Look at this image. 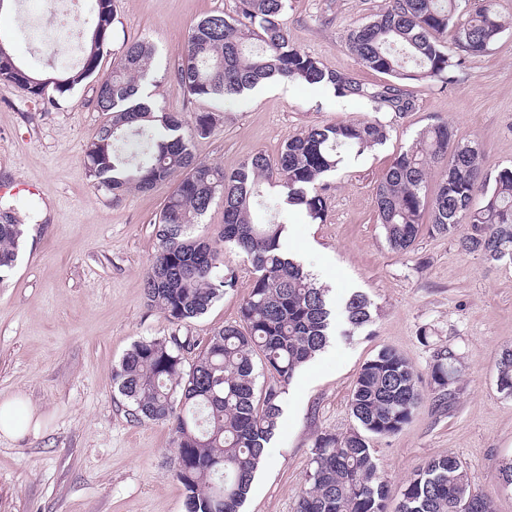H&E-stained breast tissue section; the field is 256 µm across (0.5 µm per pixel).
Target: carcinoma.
Listing matches in <instances>:
<instances>
[{"instance_id": "carcinoma-1", "label": "carcinoma", "mask_w": 512, "mask_h": 512, "mask_svg": "<svg viewBox=\"0 0 512 512\" xmlns=\"http://www.w3.org/2000/svg\"><path fill=\"white\" fill-rule=\"evenodd\" d=\"M287 0H238L236 16L210 13L188 32L174 73L189 98L235 99L275 80L330 86L338 97L367 101L375 111L402 114L413 108L399 82L454 83L461 56H481L505 25L497 0L457 21L461 0H388L375 18L352 30L350 51L369 70L395 83L367 85L329 70L297 48L284 19ZM113 0H92L91 35L76 67L50 73L19 67L0 41V83L25 89L56 104L92 77L109 52ZM454 49H448V28ZM154 56L147 41L123 44L112 71L101 77L95 104L109 116L87 144L85 162L98 190L120 196L173 183L157 223L158 248L143 280L148 306L175 326L164 338L135 343L112 370V379L136 421L171 424L176 448L174 475L185 492V512H238L246 499L264 444L277 429L285 388L322 351L336 328L329 289L316 285L300 261L281 253L288 207L313 222L326 219L324 178L339 171L351 153L359 156L387 140V125L365 117L312 126L288 139L277 157L259 151L231 174L194 152V140L213 129L201 113L184 131L173 112L134 98ZM476 140L457 138L442 122L426 127L394 157L375 191V208L388 246L412 248L428 231L461 235L460 244L489 262H512V166L491 173L480 161ZM439 177L429 186L428 170ZM274 190L264 194L261 185ZM224 205V225L214 241L192 236L212 204ZM271 213L256 223L252 212ZM25 225L12 204L0 203V281L15 267ZM245 255L254 281L239 304L238 320L217 329L205 348L180 337L179 327L204 315L233 289L234 269L225 246ZM350 330L373 322L371 302L361 292L346 300ZM194 354L185 365L186 355ZM267 379L258 383L256 364ZM458 359L449 348L434 356L429 377L437 406L451 403ZM501 394L512 396V349L496 366ZM422 377L397 352L382 349L362 366L350 410L357 427L322 432L312 443L307 487L295 512H491L473 493L462 462L452 453L427 460L390 508V490L370 441L408 425L423 399Z\"/></svg>"}]
</instances>
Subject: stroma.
<instances>
[{
	"mask_svg": "<svg viewBox=\"0 0 512 512\" xmlns=\"http://www.w3.org/2000/svg\"><path fill=\"white\" fill-rule=\"evenodd\" d=\"M505 30L484 55L468 57L449 87L411 85L414 107L380 113L385 144L348 159L328 176L325 223L293 215L288 241L311 267L325 268L331 299L341 306L364 293L374 321L345 338L331 336L286 388L272 441L273 459L255 473L240 512H295L310 470L316 434L354 426L349 401L363 364L380 349L401 353L428 375L437 349L461 362L448 410L436 393L425 398L400 433L371 445L392 499L430 457L454 453L472 490L493 512H512V488L497 482L512 460V397L499 393L496 363L512 348V264L466 253L445 236L422 234L407 252L390 249L374 208L376 186L391 161L426 127L445 122L458 137L477 140L488 170L512 166V0H498ZM111 53L146 38L155 47L147 83L151 96L192 128L198 113L215 117L195 152L230 172L256 152L277 156L310 126L370 115L364 102L332 89L273 81L219 102L188 99L172 71L190 27L203 15L234 13L238 0H115ZM386 0H288L285 19L294 44L325 67L372 85L386 75L363 67L348 33L371 21ZM44 0H10L0 39L33 71L68 60L69 43L48 56L29 49L27 18ZM104 56L99 72L112 69ZM95 79L44 105L24 89L0 84V186L18 190L26 237L11 275L0 282V403L14 400L23 420L33 409L39 432L0 434V512H185L173 476L175 448L168 425L137 422L112 381L132 345L168 336L171 324L148 307L142 281L155 253L154 221L168 186L120 199L99 191L84 161L86 144L106 117L95 107ZM227 257L233 290L181 329L205 345L218 327L238 318L253 273L247 259Z\"/></svg>",
	"mask_w": 512,
	"mask_h": 512,
	"instance_id": "obj_1",
	"label": "stroma"
}]
</instances>
